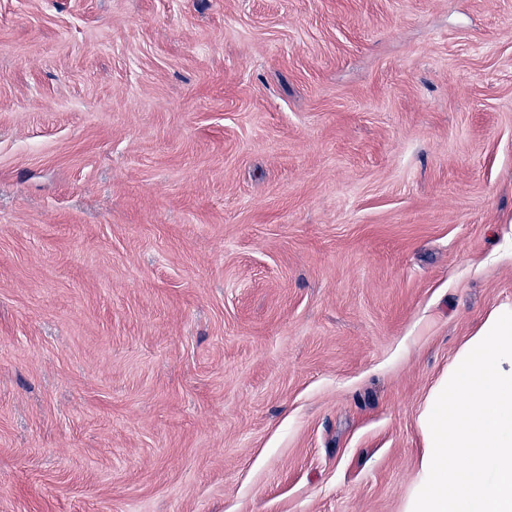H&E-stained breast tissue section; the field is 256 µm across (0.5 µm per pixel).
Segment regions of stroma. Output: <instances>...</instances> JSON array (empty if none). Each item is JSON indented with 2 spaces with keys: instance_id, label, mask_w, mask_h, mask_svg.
Here are the masks:
<instances>
[{
  "instance_id": "obj_1",
  "label": "stroma",
  "mask_w": 512,
  "mask_h": 512,
  "mask_svg": "<svg viewBox=\"0 0 512 512\" xmlns=\"http://www.w3.org/2000/svg\"><path fill=\"white\" fill-rule=\"evenodd\" d=\"M512 312V0H0V512H404Z\"/></svg>"
}]
</instances>
